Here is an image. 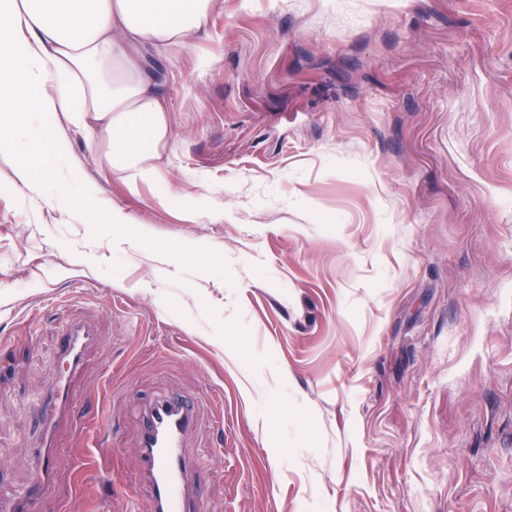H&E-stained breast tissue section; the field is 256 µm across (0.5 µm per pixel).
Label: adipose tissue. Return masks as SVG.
<instances>
[{
  "instance_id": "obj_1",
  "label": "adipose tissue",
  "mask_w": 512,
  "mask_h": 512,
  "mask_svg": "<svg viewBox=\"0 0 512 512\" xmlns=\"http://www.w3.org/2000/svg\"><path fill=\"white\" fill-rule=\"evenodd\" d=\"M215 0H0V128L43 117L55 154L58 116L99 136L129 190L156 180L170 135L159 61L204 27Z\"/></svg>"
}]
</instances>
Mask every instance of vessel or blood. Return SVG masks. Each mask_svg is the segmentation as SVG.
Here are the masks:
<instances>
[{
    "instance_id": "obj_1",
    "label": "vessel or blood",
    "mask_w": 512,
    "mask_h": 512,
    "mask_svg": "<svg viewBox=\"0 0 512 512\" xmlns=\"http://www.w3.org/2000/svg\"><path fill=\"white\" fill-rule=\"evenodd\" d=\"M97 341L91 324H66L55 352L64 371L32 405L41 426L38 436L29 444L34 459L33 475L24 487L0 493V512H39L40 503L53 485L51 461L58 431L69 422L74 408L71 382ZM205 419L215 427H223L219 396L197 399L165 394L144 411L138 448L151 512H199L194 493L198 463L188 453L187 441Z\"/></svg>"
}]
</instances>
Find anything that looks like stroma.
Segmentation results:
<instances>
[{
	"instance_id": "stroma-1",
	"label": "stroma",
	"mask_w": 512,
	"mask_h": 512,
	"mask_svg": "<svg viewBox=\"0 0 512 512\" xmlns=\"http://www.w3.org/2000/svg\"><path fill=\"white\" fill-rule=\"evenodd\" d=\"M205 28L162 64L157 182L62 117L67 160L27 114L0 152V485L74 319L99 345L41 512H126L139 407L215 390L202 512H512V0H217Z\"/></svg>"
}]
</instances>
